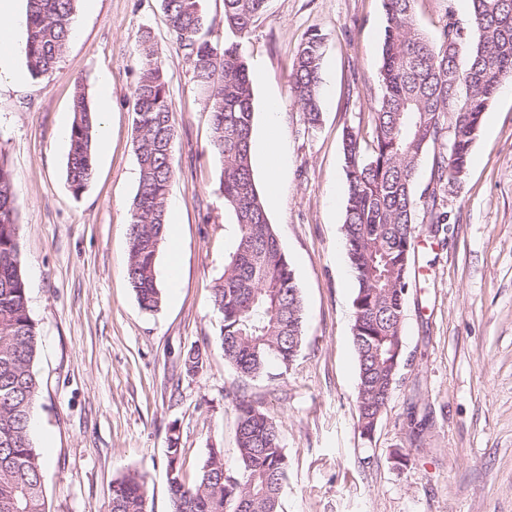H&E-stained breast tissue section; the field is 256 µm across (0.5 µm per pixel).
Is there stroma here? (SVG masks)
Returning <instances> with one entry per match:
<instances>
[{"instance_id": "obj_1", "label": "stroma", "mask_w": 512, "mask_h": 512, "mask_svg": "<svg viewBox=\"0 0 512 512\" xmlns=\"http://www.w3.org/2000/svg\"><path fill=\"white\" fill-rule=\"evenodd\" d=\"M429 39L470 0H414ZM387 25L383 0H268L240 45L253 83L252 139L270 98L288 146L279 202L268 207L303 297L304 344L282 379L246 381L224 359L209 287L233 247L234 214L218 191L210 118L162 0H79L75 31L47 76L17 54L0 76V155L17 179L19 244L39 332L41 382L32 428L46 460L50 512H110L112 481L145 475L150 512H171L166 448L178 432L194 476L208 448L236 455L245 392L277 422L288 456L283 512H512V79L483 116L467 174L446 206L447 233H422L411 256L399 382L371 436L357 407L352 341L357 284L343 243V134L371 140ZM325 39L317 124L289 98L298 45ZM161 58L176 128L169 198L178 249H161L159 285L177 263L180 287L143 312L130 287L128 223L138 184L130 99L143 35ZM108 94L106 137L81 192L65 175L76 85ZM207 352L185 375L190 346ZM406 465L392 460L394 451Z\"/></svg>"}]
</instances>
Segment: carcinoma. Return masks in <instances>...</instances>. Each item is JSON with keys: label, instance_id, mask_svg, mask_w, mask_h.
<instances>
[{"label": "carcinoma", "instance_id": "1", "mask_svg": "<svg viewBox=\"0 0 512 512\" xmlns=\"http://www.w3.org/2000/svg\"><path fill=\"white\" fill-rule=\"evenodd\" d=\"M24 52L33 79L57 64L72 35L79 0H27ZM268 0H224L220 19L208 17L201 0H162L169 28L188 59L192 78L207 94L210 149L221 164L218 184L235 215V243L214 280L209 300L222 316L224 359L241 376L274 381L288 373L301 351L304 307L287 255L270 224L253 176L251 134L253 86L237 41L207 38L216 25L247 34ZM387 27L374 108L370 147L359 132L344 134L347 200L343 236L352 275L353 343L358 361L357 404L364 429L375 430L396 388L393 359L403 351L404 297L410 261L423 232L448 230L443 193L462 183L482 117L500 87L512 78V0H470L471 25L448 16L438 40L421 31L413 0H383ZM324 38L314 33L295 53L289 96L312 123L320 112ZM461 103L453 134L445 138L442 118L448 100ZM133 145L139 168L129 223L128 282L142 311L163 302L156 260L165 239L166 210L174 175L175 128L164 65L144 36L140 72L132 93ZM66 178L78 193L94 176L93 138L97 112L85 88L72 101ZM446 140L433 157L432 188L414 186L429 149ZM16 180L0 159V512H49L43 486L45 460L31 428L39 392L32 370L38 330L31 316L24 259L19 246ZM235 461L209 448L186 481L179 435L166 448L167 482L173 512H281L288 458L276 423L249 400L237 398ZM111 512H148L144 476L112 482Z\"/></svg>", "mask_w": 512, "mask_h": 512}]
</instances>
